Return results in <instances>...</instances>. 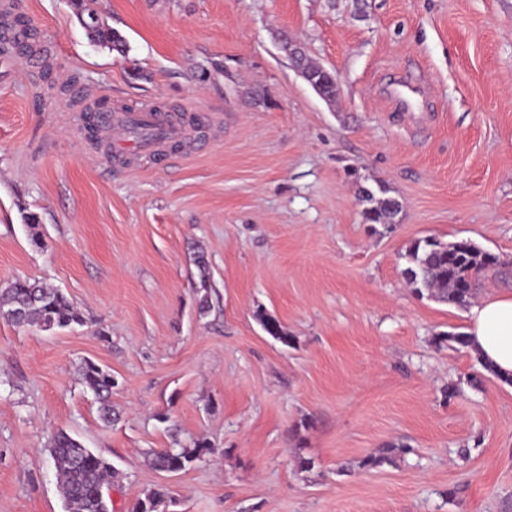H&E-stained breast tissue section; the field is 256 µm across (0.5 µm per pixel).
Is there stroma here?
<instances>
[{
  "label": "stroma",
  "instance_id": "35a3bbf8",
  "mask_svg": "<svg viewBox=\"0 0 512 512\" xmlns=\"http://www.w3.org/2000/svg\"><path fill=\"white\" fill-rule=\"evenodd\" d=\"M17 2L38 62L0 66V287L41 279L85 323L0 319V512H66L45 449L59 430L111 463L112 512L161 483L174 512H512V385L448 341L469 309L403 275L412 241L466 239L505 264L476 300L512 293V0H96L122 55L72 0ZM282 31L335 74L336 104ZM402 77L421 111L390 100ZM117 101L184 114L188 138L162 164L114 157L83 117ZM196 107L216 116L201 133ZM380 184L402 205L386 227L357 193ZM197 249L219 297L206 317ZM84 360L118 379L115 425ZM172 423L213 454L147 467ZM94 3V0H74V5L79 15L83 17L86 14L89 21L91 19L95 20L91 31L92 40L109 49L111 48L119 54H125L127 45L124 37L113 28L103 25L93 7Z\"/></svg>",
  "mask_w": 512,
  "mask_h": 512
}]
</instances>
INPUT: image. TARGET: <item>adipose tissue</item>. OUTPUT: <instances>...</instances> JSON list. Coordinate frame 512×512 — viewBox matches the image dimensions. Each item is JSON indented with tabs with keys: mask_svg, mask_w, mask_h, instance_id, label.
I'll return each instance as SVG.
<instances>
[{
	"mask_svg": "<svg viewBox=\"0 0 512 512\" xmlns=\"http://www.w3.org/2000/svg\"><path fill=\"white\" fill-rule=\"evenodd\" d=\"M467 336L471 348L484 363L500 374H512V294L475 305Z\"/></svg>",
	"mask_w": 512,
	"mask_h": 512,
	"instance_id": "ef3b65f1",
	"label": "adipose tissue"
}]
</instances>
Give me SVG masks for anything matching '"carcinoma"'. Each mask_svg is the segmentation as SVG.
Masks as SVG:
<instances>
[{
  "label": "carcinoma",
  "instance_id": "obj_1",
  "mask_svg": "<svg viewBox=\"0 0 512 512\" xmlns=\"http://www.w3.org/2000/svg\"><path fill=\"white\" fill-rule=\"evenodd\" d=\"M79 15L94 20L91 31L93 41L119 54L127 50L124 37L106 27L94 9V0H74ZM300 60L311 83L316 85L324 100L331 104L340 93L336 91V76L320 64L300 53ZM381 196L369 188L359 189L361 201L369 203L363 211L367 224L388 225L401 211L400 203L387 196L388 189L379 186ZM408 266L404 269L407 283L421 293L431 292L443 302L459 307L471 303L478 286L479 276L489 269L501 266L499 257L480 249L468 240L443 242L435 237L417 239L406 249ZM194 263L199 271L200 286L198 312L207 316L212 308L215 289L210 284L207 255L199 251ZM0 317L17 327L36 328L40 331L72 328L85 323L83 315L70 299L58 288L36 278H18L0 287ZM264 330L283 343L289 342L288 333L279 322L259 316ZM79 381L100 405L102 420L110 424L117 419L112 408V388L118 384L112 372L92 360L84 361L78 369ZM173 447L150 450L146 453L148 464L160 472L175 473L191 467L214 452L204 438L187 443L178 439L177 431L171 432ZM57 475L59 493L67 512H112V500L107 489L112 484V465L101 455L85 447L78 439L64 431L53 434L46 446ZM173 497L167 487L156 486L136 499L128 512H168Z\"/></svg>",
  "mask_w": 512,
  "mask_h": 512
}]
</instances>
